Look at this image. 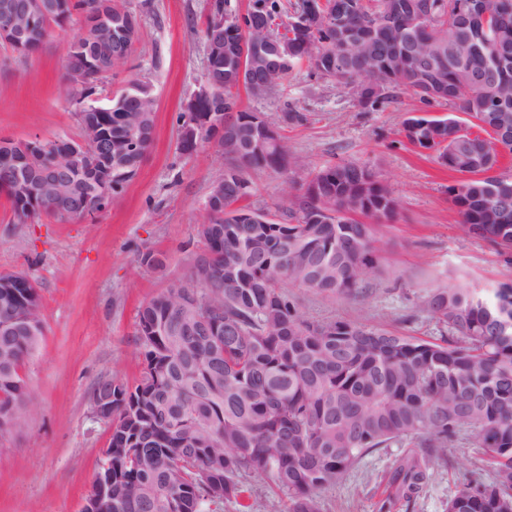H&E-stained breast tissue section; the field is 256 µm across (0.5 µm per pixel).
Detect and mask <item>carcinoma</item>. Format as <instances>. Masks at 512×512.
Masks as SVG:
<instances>
[{
	"label": "carcinoma",
	"instance_id": "1",
	"mask_svg": "<svg viewBox=\"0 0 512 512\" xmlns=\"http://www.w3.org/2000/svg\"><path fill=\"white\" fill-rule=\"evenodd\" d=\"M64 19L36 27L26 52L39 50L52 26L92 19L97 0H62ZM310 0H249L242 13L224 12L211 0V15H224L233 39L254 30L247 56L259 60L252 81L277 84L304 61L321 76L369 96L363 108L381 111L406 90L429 112L446 104L486 123H512V0H476L496 26L484 30L469 13L471 0H431L432 14L412 26L391 15L403 0H325L321 12ZM288 25V53L281 56L279 30L262 32L281 19ZM360 41L343 46L344 32ZM504 58L483 90L462 84L466 74L488 70L481 41ZM73 64L99 82L112 71L110 45L83 43ZM333 60L319 58L324 47ZM241 52L224 50L211 62L221 87L238 85ZM116 93L106 111L77 113L81 127L103 128L112 143L137 132L140 149L112 165V189L129 181L153 141L155 101L139 80ZM204 113H224L220 137L224 158V207L208 212L199 232L203 268L191 265L180 288H168L138 314L137 343L143 372L133 385L114 376L94 393L112 394V509L109 512H214L216 503L241 496L240 474L264 478L288 499L287 512H321L320 493L334 486L366 455L393 443L406 448L392 467L379 512L409 499L429 479L430 462L447 457L448 444L473 435L494 470L448 501L446 512H512V284L482 293L434 287L417 296V311L447 329L434 342L343 319L314 322L298 310L288 285L338 298L357 299L365 277L380 268L376 223L393 218L396 201L381 181L363 179V165L343 163L310 174L303 194L290 200L292 224H244L242 204L250 170L283 173L300 165L288 146L258 153L259 130L244 121L249 112L227 96L203 104ZM413 145L438 153L454 170L470 167L476 178L460 190L448 187L464 230L497 251L512 252V180L480 177L499 156L486 140L452 116L427 120ZM21 157L0 148V193L23 219L60 217L53 203L14 187ZM62 184L73 198L71 218L106 208L93 191L92 170L79 164ZM320 202L329 214L311 224L307 210ZM365 217L371 223L364 224ZM212 288L202 292L221 315H206L193 303L200 271ZM25 302L0 287V435L27 424L29 394L20 368L44 335L41 298L29 283ZM156 327L148 333L147 328Z\"/></svg>",
	"mask_w": 512,
	"mask_h": 512
}]
</instances>
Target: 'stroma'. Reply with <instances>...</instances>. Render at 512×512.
Segmentation results:
<instances>
[{
  "instance_id": "obj_1",
  "label": "stroma",
  "mask_w": 512,
  "mask_h": 512,
  "mask_svg": "<svg viewBox=\"0 0 512 512\" xmlns=\"http://www.w3.org/2000/svg\"><path fill=\"white\" fill-rule=\"evenodd\" d=\"M123 4L138 18V39L96 96L107 104L133 75L149 85L154 136L136 176L90 220L44 215L24 222L0 195V272L21 273L36 284L44 324L37 350L20 370L30 395L27 424L0 436V512H81L110 439L108 424L92 411L93 387L115 375L131 383L140 377V307L185 279L203 248L196 227L207 219L210 187L224 173L213 145L189 156L178 149L183 105L204 81L202 30L210 0ZM78 30L75 22L52 28L30 54L0 41V139H81L65 79L67 50ZM239 107L264 114L302 162L285 174L248 172L254 191L247 203L271 223H287L289 201L312 170L341 163L372 167L397 203L393 220L378 226L381 268L366 277V296L348 300L290 287L306 318L437 338L440 327L414 308L423 289L512 283V253L498 254L462 230L448 198L456 174L407 141L404 122L415 107L409 93H399L385 110L365 112L352 89L303 64L266 97L240 93ZM290 110L300 112L302 122H286ZM148 252L159 257L158 265L143 263ZM400 453L394 444L365 456L322 492L324 512H379L380 487ZM493 476L472 436L463 435L449 445L447 460H433L422 490L391 512H445L462 483ZM241 482V502L225 504L223 512H281L283 503L265 479L251 474Z\"/></svg>"
}]
</instances>
